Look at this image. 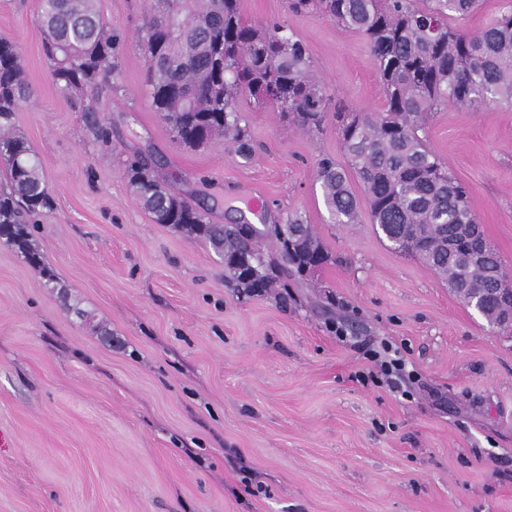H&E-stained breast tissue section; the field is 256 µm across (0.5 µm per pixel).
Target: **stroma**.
Listing matches in <instances>:
<instances>
[{"label":"stroma","instance_id":"1","mask_svg":"<svg viewBox=\"0 0 512 512\" xmlns=\"http://www.w3.org/2000/svg\"><path fill=\"white\" fill-rule=\"evenodd\" d=\"M239 2L300 36L331 98L314 132L242 99L247 159L220 136L184 146L154 112L149 0H96L121 42L87 95L55 85L35 0H0L30 88L15 125L54 201L31 227L50 277L0 243V512H512V334L391 250L367 202L333 223L316 180L317 160H346L337 113L384 109L363 36ZM427 135L512 272V110L448 104ZM137 154L208 222L257 198L261 223L301 218L332 262L284 298L235 288L130 194Z\"/></svg>","mask_w":512,"mask_h":512}]
</instances>
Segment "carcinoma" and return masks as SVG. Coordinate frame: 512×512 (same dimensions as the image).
I'll list each match as a JSON object with an SVG mask.
<instances>
[{"instance_id": "carcinoma-1", "label": "carcinoma", "mask_w": 512, "mask_h": 512, "mask_svg": "<svg viewBox=\"0 0 512 512\" xmlns=\"http://www.w3.org/2000/svg\"><path fill=\"white\" fill-rule=\"evenodd\" d=\"M479 0H291L294 11L319 9L361 34L374 57L386 108L349 113L339 130L348 166L331 157L316 163L325 205L338 224L357 219L356 177L372 223L398 252L411 255L448 283L465 304L466 285L482 276L455 260L467 246L461 224H474L469 192L448 175L429 148L426 115L449 103L470 111L488 105L512 107V8L483 28L467 32L448 25L452 13L466 15ZM45 27L44 55L63 91L96 87L113 67L118 45L112 25L94 0H38ZM147 94L154 111L189 147L217 135L242 158L250 155V134L241 125L239 101L252 97L288 114L303 128H318L329 111L325 87L311 70L306 44L290 28L258 29L243 21L239 0H151L143 20ZM224 42V70L215 68L212 45ZM23 62L15 45L0 40V159L6 185L0 188V243L18 250L35 271L53 280L32 243L30 224L51 206L36 153L14 126V115L29 97ZM129 188L158 224L206 240L218 253L247 252L257 269L245 277L224 263L247 293L263 296L286 288L282 277L303 280L330 261L310 226L298 218L288 228H304L289 247L277 228L247 229L210 224L203 209L183 198L141 158L129 164ZM271 238L277 254L260 250Z\"/></svg>"}]
</instances>
